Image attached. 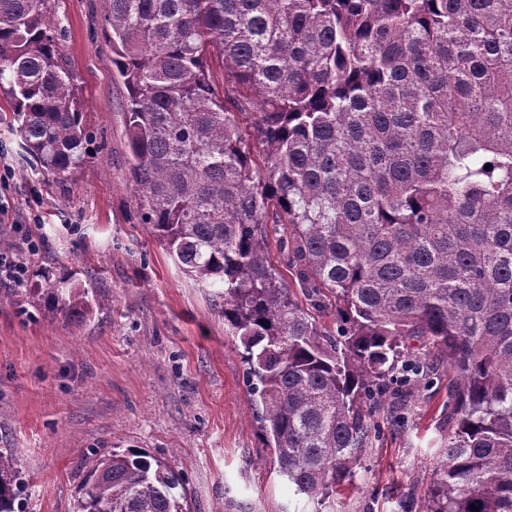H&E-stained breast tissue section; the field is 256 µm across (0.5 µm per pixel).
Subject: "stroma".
Wrapping results in <instances>:
<instances>
[{
	"label": "stroma",
	"instance_id": "1",
	"mask_svg": "<svg viewBox=\"0 0 512 512\" xmlns=\"http://www.w3.org/2000/svg\"><path fill=\"white\" fill-rule=\"evenodd\" d=\"M93 156L66 185L32 169L0 98V164L14 177L0 223L39 243L24 287L0 284V449H16L22 512H72L92 453L142 448L184 479L186 512H422L442 464L450 377L440 371L383 424L323 510L276 473L223 289L197 283L149 236L130 183L127 92L112 75L106 0H49ZM86 289L74 317L32 298L41 276Z\"/></svg>",
	"mask_w": 512,
	"mask_h": 512
}]
</instances>
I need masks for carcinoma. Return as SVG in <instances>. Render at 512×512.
<instances>
[{
	"label": "carcinoma",
	"instance_id": "carcinoma-1",
	"mask_svg": "<svg viewBox=\"0 0 512 512\" xmlns=\"http://www.w3.org/2000/svg\"><path fill=\"white\" fill-rule=\"evenodd\" d=\"M142 224L224 288L279 475L323 505L385 414L448 367L444 459L424 512H512V0H108ZM232 92H219L211 61ZM0 95L32 167L88 158L48 0H0ZM259 113L265 171L236 112ZM283 225L301 293L268 263ZM67 280L29 289L65 312ZM345 326L318 332L311 310ZM424 340L432 359L403 360ZM27 487L0 450V512ZM142 448L87 472L73 512H185Z\"/></svg>",
	"mask_w": 512,
	"mask_h": 512
}]
</instances>
